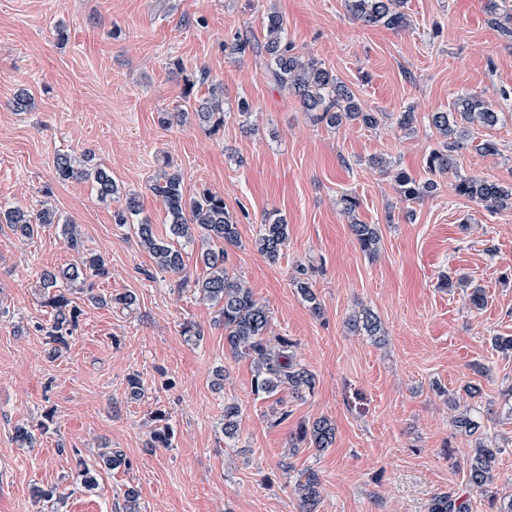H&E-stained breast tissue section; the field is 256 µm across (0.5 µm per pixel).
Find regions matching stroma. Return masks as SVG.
<instances>
[{"label": "stroma", "mask_w": 512, "mask_h": 512, "mask_svg": "<svg viewBox=\"0 0 512 512\" xmlns=\"http://www.w3.org/2000/svg\"><path fill=\"white\" fill-rule=\"evenodd\" d=\"M488 3L406 0L408 24L394 29L353 19L346 0H0V206L33 213L46 204L62 218L25 240L0 226V512H112L129 485L142 512H300L304 469L321 480L317 512H429L445 492L467 512H489L467 482L470 446L436 383L449 393L480 386L483 434L501 448L494 485L512 498V356L491 344L512 335V210H486L452 188L460 175L512 183V38L489 24ZM272 11L297 52L385 113L379 127L307 119L269 72L263 20ZM239 36L255 49L230 56L225 45ZM204 71L224 86L223 128L161 126L160 113L193 111L207 95ZM22 90L33 99L27 112L14 107ZM465 93L502 112L499 125L472 132L474 143L496 141L498 155L466 148L456 171L435 178V193L402 201L370 158L428 180L425 159L438 143L428 117ZM243 98L247 120L237 113ZM408 109L417 116L409 135L397 124ZM61 153L93 156L121 190L138 193L140 220L162 237L165 211L149 190L160 170L181 174L186 194L222 196L240 233L227 271L269 309L273 335L295 343L314 392L279 403L255 395L251 361L227 348L214 306L155 266L135 224H115L121 199L59 181ZM345 192L359 197V220L380 228L376 257L337 208ZM274 213L289 238L273 264L251 242ZM65 221L106 262L96 293L130 291L137 301L122 311L73 293L79 325L53 359L40 331L51 310L36 283L77 260ZM299 264L313 270L322 317L291 283ZM461 277L483 289L482 309L442 284ZM364 308L380 319L381 340L350 332L349 317ZM188 323L196 335L184 334ZM132 377L137 400L126 393ZM228 401L242 409L232 439L222 430ZM160 410L174 431L168 448L150 445ZM321 417L336 427L332 447L290 453L289 433ZM20 424L35 430L34 447L14 441ZM106 446L129 464L86 490L77 463H94ZM52 487L57 498H35Z\"/></svg>", "instance_id": "1"}]
</instances>
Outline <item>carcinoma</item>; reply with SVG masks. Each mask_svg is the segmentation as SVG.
<instances>
[{"label":"carcinoma","instance_id":"cac0c4a2","mask_svg":"<svg viewBox=\"0 0 512 512\" xmlns=\"http://www.w3.org/2000/svg\"><path fill=\"white\" fill-rule=\"evenodd\" d=\"M351 15L366 25L384 24L401 28L408 24L402 11L403 0H347ZM490 23L504 36L512 38V0H490ZM264 51L270 57V65L281 88L293 93L300 101L309 119L319 125L337 128L347 122H355L367 128L378 125L380 113L363 108L352 90L340 81L332 71L313 58H305L295 51L284 35L282 17L271 12L264 20ZM206 71H201V82L209 83L208 95L202 98L195 112H163L159 122L164 127L182 124L188 116H194L202 126L215 132L224 126V87L208 82ZM502 119L484 99L474 94H464L455 99L446 111L433 112L428 116L429 124L436 130L438 146L426 159V168L431 174H447L457 167L459 151L470 142L471 129L492 128ZM56 174L61 181L70 179L90 182L102 198L112 197L120 191L111 173L100 165L75 166L72 157L60 154L55 162ZM394 182L400 196L406 201H420L437 190V182H421L406 171L398 170ZM150 192L159 199L166 213L170 237L162 238L154 232L153 225L144 222L137 225L140 245L146 249L154 263L162 270L177 275L181 283H188L186 265L179 242L198 243V259L206 270V276L193 281L195 292L202 300L217 307L216 323L224 326V344L236 355L251 358L254 367L253 392L270 398L287 392L296 400L311 394L316 386V376L296 359L294 343L283 337H270L271 318L266 307L258 303L252 290L231 277L227 272L226 246L239 244L238 224L224 205V198L207 189L189 196L184 192L182 177L177 172H161L149 185ZM453 191L460 197L474 201L484 208L497 211L512 208V184L474 177H460L453 184ZM357 197L345 194L340 198V213L348 220L360 249L370 255L376 254L381 245V234L376 224L358 221ZM140 202L136 195L128 194L123 209L113 215L114 223H128V216L137 214ZM60 218L50 207H42L35 213L20 208H0V224H6L15 235L23 239L34 236L48 224H58ZM68 247L80 257L79 263L41 276L39 288L44 304L52 310V320L39 327L46 336L49 356H57L67 348L78 326L79 307L73 305L61 284H76L88 299L97 302L102 298L93 294V283L87 276H103L106 273L102 257L85 248L82 231L78 225L68 223L63 230ZM288 224L277 217L263 225L252 241V247L268 261L279 260L288 244ZM293 284L308 304L310 312L319 317L321 303L310 282L308 270L299 267L293 276ZM349 325L355 332L376 338L381 326L366 309L356 313ZM448 404L456 412L455 427L474 442L473 451L466 459L467 483L482 492H490L491 512H512V499L497 498V492L489 491L494 483V467L500 448L493 445L480 433L481 424L467 407H461L455 396H448ZM240 406L228 401L224 403V436L232 438L238 430ZM336 437V429L326 418L303 423L288 436L292 452L300 448L326 449ZM155 448L172 445L170 426L158 425L151 432ZM97 465L105 470H115L127 465V459L119 448H105L99 453ZM321 481L313 470L299 475L296 491L301 512H315L320 498ZM116 512H140V492L133 485L123 493L122 505ZM429 512H467L465 503L452 493H440L432 499Z\"/></svg>","mask_w":512,"mask_h":512}]
</instances>
